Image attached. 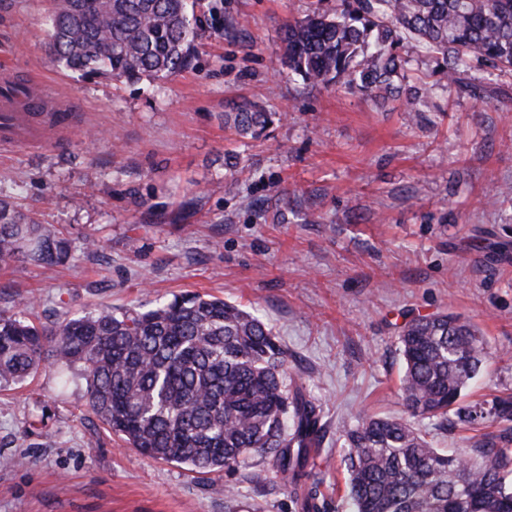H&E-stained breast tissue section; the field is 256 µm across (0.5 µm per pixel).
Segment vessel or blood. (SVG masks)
<instances>
[{"mask_svg": "<svg viewBox=\"0 0 512 512\" xmlns=\"http://www.w3.org/2000/svg\"><path fill=\"white\" fill-rule=\"evenodd\" d=\"M71 112L70 99L52 94L37 74L21 80L9 66L0 67L1 147L49 142L63 147V140L51 138L50 133L68 129Z\"/></svg>", "mask_w": 512, "mask_h": 512, "instance_id": "vessel-or-blood-1", "label": "vessel or blood"}]
</instances>
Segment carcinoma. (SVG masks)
<instances>
[{"mask_svg":"<svg viewBox=\"0 0 512 512\" xmlns=\"http://www.w3.org/2000/svg\"><path fill=\"white\" fill-rule=\"evenodd\" d=\"M49 59L83 78L134 83L188 66L200 31L188 0H48ZM283 64L307 85L391 96L415 122L435 109L430 88L406 87L420 49L443 88L488 102L486 75L512 72V0H331L283 30ZM275 114L242 103L224 124L257 136ZM54 266L65 238L0 199V261ZM0 313V389L40 363L80 368L95 415L142 455L229 475L268 460L293 491L323 441L320 406L287 373L288 353L259 318L222 298L188 293L149 310L102 307L52 329ZM408 417L364 412L342 422L351 512H512V394L489 408L461 404L488 343L460 315H414L398 332ZM427 418L482 431L472 452L434 447Z\"/></svg>","mask_w":512,"mask_h":512,"instance_id":"cac0c4a2","label":"carcinoma"}]
</instances>
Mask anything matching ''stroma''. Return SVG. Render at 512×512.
Listing matches in <instances>:
<instances>
[{
  "instance_id": "35a3bbf8",
  "label": "stroma",
  "mask_w": 512,
  "mask_h": 512,
  "mask_svg": "<svg viewBox=\"0 0 512 512\" xmlns=\"http://www.w3.org/2000/svg\"><path fill=\"white\" fill-rule=\"evenodd\" d=\"M317 0H192L202 37L161 82L82 79L52 64L45 0H0V64L39 69L82 123L64 149L0 153V198L67 238L43 268L0 261V311L31 301L40 327L100 306L146 309L199 292L243 305L288 350L319 404L321 512H346L338 425L401 417L406 317L462 315L489 342L463 405L512 392V77L497 100L438 95L413 123L398 103L303 85L282 27ZM238 27L226 33L224 23ZM250 102L281 119L259 138L225 128ZM95 234L99 249L83 245ZM0 512H298L263 459L195 474L128 447L90 411L78 369L41 367L0 392Z\"/></svg>"
}]
</instances>
